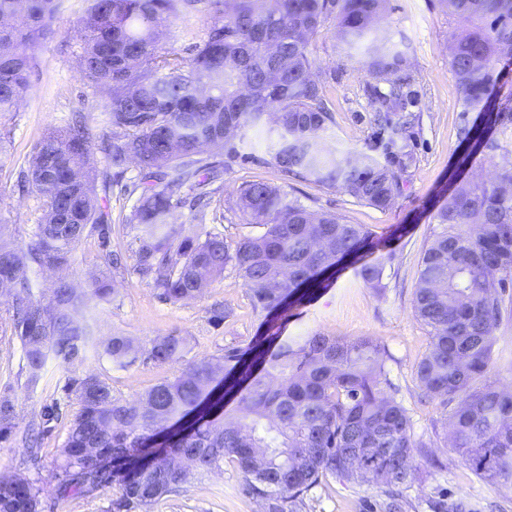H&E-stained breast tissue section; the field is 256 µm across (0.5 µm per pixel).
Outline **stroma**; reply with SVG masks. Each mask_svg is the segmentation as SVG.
<instances>
[{"label":"stroma","mask_w":512,"mask_h":512,"mask_svg":"<svg viewBox=\"0 0 512 512\" xmlns=\"http://www.w3.org/2000/svg\"><path fill=\"white\" fill-rule=\"evenodd\" d=\"M82 13L63 9L58 17L59 35L39 46L30 88L18 111L7 114L5 125L11 135L0 146V224L13 228L14 242L25 247L33 240L38 218L34 194L19 188L18 171L45 132L63 125L70 113L87 115L94 132H101L103 102L88 81L76 70L71 49L82 27ZM383 27L397 50L407 52L414 64L418 108L422 130L416 144L417 163L403 178L395 202L378 210L357 203L339 190L286 178L268 162L269 140L264 128L245 133L242 159L224 168L220 182L224 209L206 227L223 232L234 242L250 234L233 210L238 187L247 181H262L281 187L311 208L336 214L350 224H365L378 236L388 235L396 225L407 227L394 242V256L385 272L387 288L376 294L363 286L353 270L337 274L326 290L311 303L298 308L288 325L290 335L333 336L354 340L369 338L385 347L392 387L389 396L402 403L414 425V437L427 447L417 455L416 472L406 491L405 512H431L430 503L439 495L462 501L471 512H512V490L479 480L451 446L444 418L437 403L422 401L415 376L418 362L426 354L430 329L416 316L414 293L423 254L431 241L438 194L460 171L457 167V130L475 113H463L462 93L449 66L451 39L469 30V22L444 14L437 0H389ZM325 79L326 96L333 121L325 134L327 144L346 152L363 149L370 133L369 91L373 83L360 60L364 46L347 48L325 24L309 46ZM134 197L113 186L109 201L110 238L114 250L125 257V266L114 274L117 293L110 302L90 304L86 318L97 339L113 333L149 343L157 336L188 337L186 361L223 355L225 349L246 347L258 333L263 315L255 309L248 289L233 272H225L206 288L200 298L171 303L133 270L136 243L127 222ZM224 306L227 319L213 321L211 310ZM493 335L496 358L485 381L500 389H512V321L501 322ZM23 352L18 341L0 331V390L8 389L18 419L11 436L0 442V475H17L40 489L42 512H112L117 498L114 487L89 492H64L56 479L70 422L77 405L63 389L65 377L80 378L93 373L107 382L114 395L132 399L153 385L173 378L181 364L158 365L140 359L126 369L113 367L102 349L87 351L81 362L58 367L48 363L37 385H28L23 369ZM59 402L58 420L44 423L43 413ZM47 424L37 445H29L31 427ZM244 480L232 463L220 470L195 476L179 491L155 503L150 512H261V503L243 490ZM384 495L374 485L350 484L337 478L323 479L305 494L299 512H380Z\"/></svg>","instance_id":"obj_1"}]
</instances>
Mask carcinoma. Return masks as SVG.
Wrapping results in <instances>:
<instances>
[{
  "instance_id": "cac0c4a2",
  "label": "carcinoma",
  "mask_w": 512,
  "mask_h": 512,
  "mask_svg": "<svg viewBox=\"0 0 512 512\" xmlns=\"http://www.w3.org/2000/svg\"><path fill=\"white\" fill-rule=\"evenodd\" d=\"M66 0H0V114L15 112L29 89L36 48L56 37ZM87 21L72 51L79 73L105 102V129L93 137L74 115L35 146L21 179L39 201L34 241L21 248L0 225V296L11 299L5 330L19 341L29 381L50 359L64 367L95 344L84 317L92 301L114 293L108 277L85 288L58 282L49 301L35 297L28 272L70 264L76 246L95 233L108 269V201L112 175L130 161L139 178L129 217L137 248L134 270L169 302L197 298L230 270L264 312L261 333L245 348L188 364L133 400L115 396L95 374L66 377L78 404L62 449L63 490L115 486L113 512L148 510L189 482L192 470L221 469L229 458L244 491L264 512H297L301 495L332 476L385 489V512H403L400 487L414 475L423 441L413 439L407 409L387 395L386 351L370 339L291 336L293 310L353 268L368 288H385L392 239L347 224L287 197L264 182H245L234 211L260 229L232 246L222 233L185 232L171 223L189 207L198 224L221 202L222 187L195 193L214 179L215 158L242 157L245 131L271 123L270 163L285 176L338 188L355 201L386 209L401 193L417 158L420 116L409 111L412 64L387 47L380 30L389 0H80ZM473 29L455 36L450 68L465 112L479 121L459 129L462 161L499 148L494 132L512 124V100L493 103L496 63L512 55V0H439ZM353 46L370 38L361 63L375 80L365 149L340 153L324 133L332 122L321 73L309 46L327 22ZM192 58L167 41L172 25ZM100 153L105 167L94 160ZM491 182L460 176L434 214L415 291L417 317L432 343L415 376L424 394L450 416L453 447L483 481L512 488V392L480 384L493 360L494 328L512 317V160ZM102 182L103 197L96 183ZM184 336H156L143 347L128 336L104 344L112 365L146 357L180 362ZM15 405L0 394V441L14 428ZM39 491L25 479L0 484V512H40Z\"/></svg>"
}]
</instances>
